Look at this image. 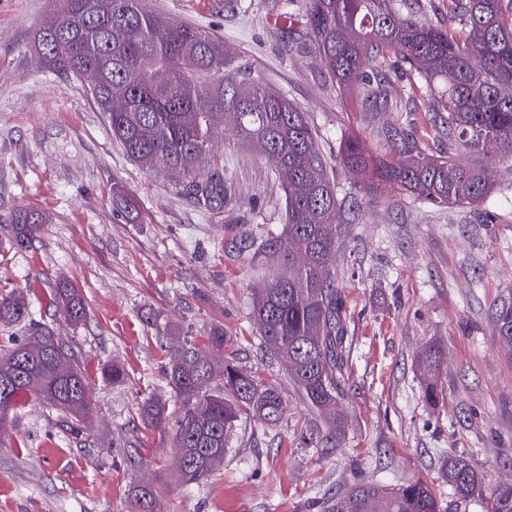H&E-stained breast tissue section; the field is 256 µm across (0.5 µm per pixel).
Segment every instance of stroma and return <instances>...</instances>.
Instances as JSON below:
<instances>
[{
    "label": "stroma",
    "instance_id": "stroma-1",
    "mask_svg": "<svg viewBox=\"0 0 512 512\" xmlns=\"http://www.w3.org/2000/svg\"><path fill=\"white\" fill-rule=\"evenodd\" d=\"M283 0H146L174 23L222 37L253 79L285 93L313 119L319 146L335 162L342 142L361 137L385 147L379 132L410 121L431 152L448 149L420 91L400 82L401 112H362L337 93L314 49L285 54L301 11L280 15ZM52 0H0V241L13 209L47 222L25 250L0 248V292L22 291L35 321L54 325L92 384V409L72 434L58 412L22 394L0 427V512H131L130 492L153 481L161 512H321L325 495L356 482L431 483L443 512H487L496 485L512 480V360L493 316L512 297V163L476 206L437 207L406 197L366 196L355 177L336 172L347 305L348 378L338 402L345 434L317 448L326 422L303 400L257 329L252 290L266 271L251 262L256 245L282 232L285 194L272 165L224 138L213 168L232 182L239 207L212 212L186 199L169 176L138 166L112 138L84 83L39 65L35 35ZM135 198L129 223L112 207L113 184ZM80 288L87 317L64 320L53 287ZM153 322H145V314ZM222 325L223 359L277 387L287 404L267 426L239 421L223 465L202 486L175 477L173 426L141 416L147 399L177 414L166 379V339L201 341ZM446 354L437 403L424 397L420 358L429 345ZM124 366V382L102 376ZM468 458L479 492L459 499L442 465Z\"/></svg>",
    "mask_w": 512,
    "mask_h": 512
}]
</instances>
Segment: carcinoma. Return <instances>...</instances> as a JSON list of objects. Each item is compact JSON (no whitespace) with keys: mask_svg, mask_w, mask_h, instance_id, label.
I'll return each mask as SVG.
<instances>
[{"mask_svg":"<svg viewBox=\"0 0 512 512\" xmlns=\"http://www.w3.org/2000/svg\"><path fill=\"white\" fill-rule=\"evenodd\" d=\"M305 27L288 42L316 46L339 93L356 92L366 112H397V84L413 83L426 96L430 121L454 152L425 153L407 124L381 129L388 149L375 152L359 137L345 139L336 162L362 179L366 194L390 193L435 206H467L491 192L494 167L465 160L496 144H512V0H302ZM448 22H443V12ZM36 52L60 77L81 82L106 114L112 139L150 172L176 179L193 203L218 211L232 202L224 178H199L216 140L230 136L274 166L286 194V224L253 254L272 259L280 272L253 289V315L269 351L283 361L306 403L325 416L318 441L331 444L344 433L336 410L349 359L346 301L337 284L340 208L334 169L318 144L307 113L257 80L224 78L235 57L215 33L173 24L147 10L142 0H55L39 29ZM112 206L138 220L135 202L121 185ZM10 247L27 249L46 223L34 209L11 214ZM56 308L72 325L86 318L81 291L60 280ZM0 325L21 326L28 335L0 357V420L23 393L36 395L59 414L82 422L91 407L88 377L70 348L46 324L33 319L21 291L0 295ZM497 336L512 356V300L494 314ZM224 327L215 325L206 344L172 343L168 384L181 401L173 433L177 478L200 485L224 463L236 423L250 414L277 423L286 404L276 388L254 372L213 355L224 350ZM425 398L437 402L441 354L422 356ZM141 413L152 426L166 425L165 404L150 399ZM448 484L461 499L479 490L469 460L445 466ZM135 512H159L158 494L135 486ZM322 512H440L433 487L424 480L397 486L358 482L325 498ZM491 512H512V482L495 489Z\"/></svg>","mask_w":512,"mask_h":512,"instance_id":"obj_1","label":"carcinoma"}]
</instances>
